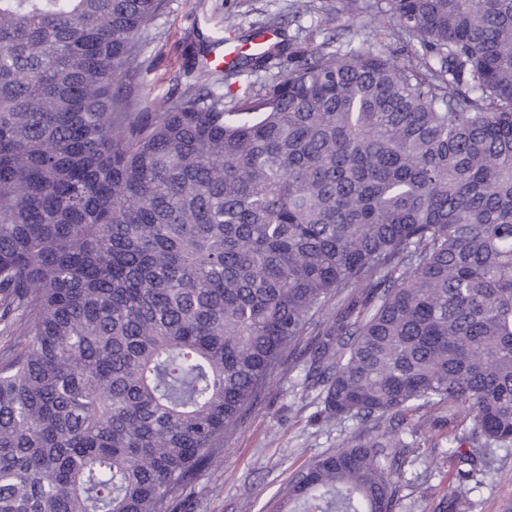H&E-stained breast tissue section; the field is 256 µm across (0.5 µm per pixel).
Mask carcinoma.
I'll list each match as a JSON object with an SVG mask.
<instances>
[{"instance_id":"1","label":"carcinoma","mask_w":512,"mask_h":512,"mask_svg":"<svg viewBox=\"0 0 512 512\" xmlns=\"http://www.w3.org/2000/svg\"><path fill=\"white\" fill-rule=\"evenodd\" d=\"M389 4L402 63L325 44L281 74L277 41L220 69L213 38L145 112L164 0H0V512H170L302 351L371 433L287 512H396L388 449L426 427L458 500L512 449V0Z\"/></svg>"}]
</instances>
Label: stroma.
Instances as JSON below:
<instances>
[{
  "label": "stroma",
  "instance_id": "35a3bbf8",
  "mask_svg": "<svg viewBox=\"0 0 512 512\" xmlns=\"http://www.w3.org/2000/svg\"><path fill=\"white\" fill-rule=\"evenodd\" d=\"M165 0L163 12L142 31L143 52L152 65L137 75L133 92L143 104L182 93L196 80L191 59L199 37H225L237 46L268 19H276L278 37L294 40L305 51L328 43L342 50L371 41L394 60L406 59L420 45L394 36L386 0H357L354 10L322 26L318 7L342 0ZM236 15L239 28L225 33V15ZM308 356L286 358L279 372L243 414L224 441L222 463L206 466L173 512H278L296 475L317 457L359 434L357 422L337 425L323 419L314 392L304 387ZM437 431L425 430L414 447L399 491L397 512H505L512 506V454L493 449L483 486L472 501L451 502L459 468L447 449L438 447Z\"/></svg>",
  "mask_w": 512,
  "mask_h": 512
}]
</instances>
